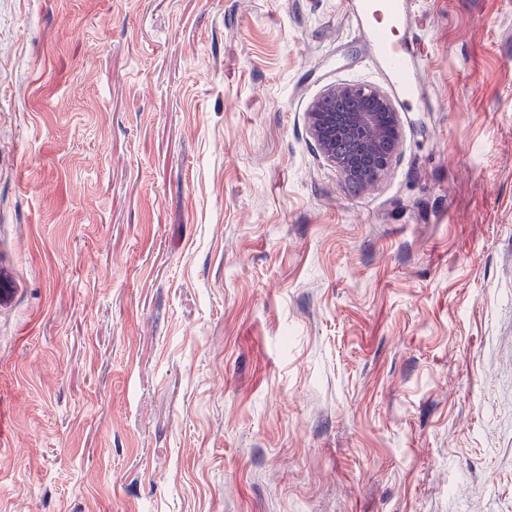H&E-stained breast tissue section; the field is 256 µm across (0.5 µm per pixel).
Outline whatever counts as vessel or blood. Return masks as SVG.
Instances as JSON below:
<instances>
[{
	"label": "vessel or blood",
	"instance_id": "vessel-or-blood-1",
	"mask_svg": "<svg viewBox=\"0 0 512 512\" xmlns=\"http://www.w3.org/2000/svg\"><path fill=\"white\" fill-rule=\"evenodd\" d=\"M372 61L384 72L397 91L412 87L413 78L424 59V46L418 35L422 15L413 0H345Z\"/></svg>",
	"mask_w": 512,
	"mask_h": 512
}]
</instances>
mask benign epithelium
<instances>
[{
    "instance_id": "7a95c632",
    "label": "benign epithelium",
    "mask_w": 512,
    "mask_h": 512,
    "mask_svg": "<svg viewBox=\"0 0 512 512\" xmlns=\"http://www.w3.org/2000/svg\"><path fill=\"white\" fill-rule=\"evenodd\" d=\"M307 122L322 157L361 190L385 177L402 143L401 112L377 87L330 86L310 103Z\"/></svg>"
}]
</instances>
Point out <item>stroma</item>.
Masks as SVG:
<instances>
[{"mask_svg":"<svg viewBox=\"0 0 512 512\" xmlns=\"http://www.w3.org/2000/svg\"><path fill=\"white\" fill-rule=\"evenodd\" d=\"M419 8L359 191L341 0H0V512H512V0ZM306 113L320 154L345 183L365 190L385 177L402 143L401 112L389 92L336 84L315 98Z\"/></svg>","mask_w":512,"mask_h":512,"instance_id":"1","label":"stroma"}]
</instances>
